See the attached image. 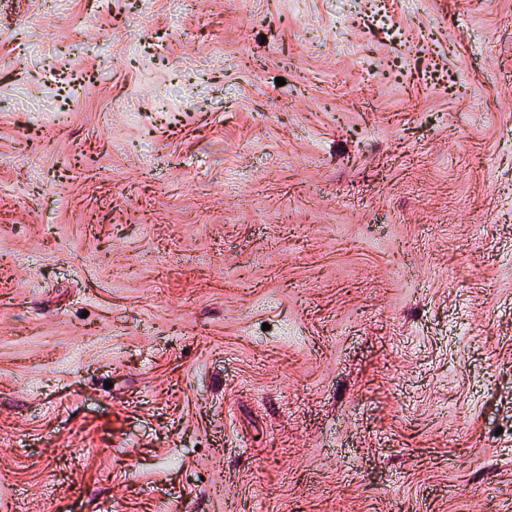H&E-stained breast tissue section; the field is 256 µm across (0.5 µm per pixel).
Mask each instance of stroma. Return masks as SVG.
Listing matches in <instances>:
<instances>
[{"label": "stroma", "mask_w": 512, "mask_h": 512, "mask_svg": "<svg viewBox=\"0 0 512 512\" xmlns=\"http://www.w3.org/2000/svg\"><path fill=\"white\" fill-rule=\"evenodd\" d=\"M0 512H512V0H0Z\"/></svg>", "instance_id": "obj_1"}]
</instances>
